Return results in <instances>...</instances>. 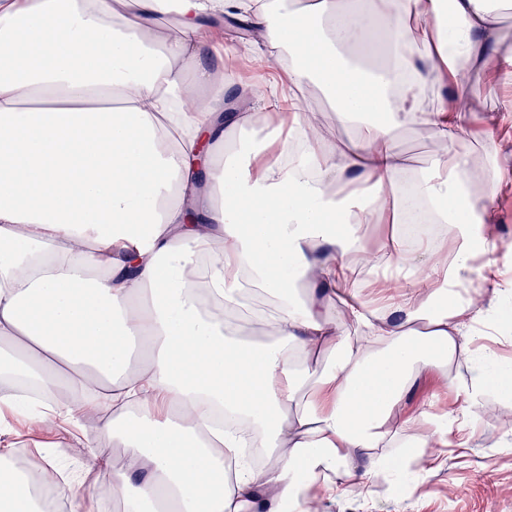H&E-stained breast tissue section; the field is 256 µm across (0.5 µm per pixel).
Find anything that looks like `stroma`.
Returning a JSON list of instances; mask_svg holds the SVG:
<instances>
[{
	"mask_svg": "<svg viewBox=\"0 0 512 512\" xmlns=\"http://www.w3.org/2000/svg\"><path fill=\"white\" fill-rule=\"evenodd\" d=\"M482 122H474L463 145L491 151L507 176L498 188L492 212L493 235L500 248L494 258L504 280L512 281V128L501 125L494 140L483 134ZM506 421L480 420L464 448H452L441 467L416 474L421 494L404 496L388 491L379 483L371 485V501L352 497L327 502L328 512H512V401L503 403ZM10 440L16 442V459L44 467L46 459L61 463L78 462L83 451L65 431L47 436L30 434L17 422H10Z\"/></svg>",
	"mask_w": 512,
	"mask_h": 512,
	"instance_id": "1",
	"label": "stroma"
}]
</instances>
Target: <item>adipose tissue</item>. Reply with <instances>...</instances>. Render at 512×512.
Masks as SVG:
<instances>
[{"label": "adipose tissue", "mask_w": 512, "mask_h": 512, "mask_svg": "<svg viewBox=\"0 0 512 512\" xmlns=\"http://www.w3.org/2000/svg\"><path fill=\"white\" fill-rule=\"evenodd\" d=\"M512 0H0V422L98 424L123 512H326L463 448L512 335L462 149ZM172 12V26L159 24ZM288 64L236 88L224 60ZM350 131L327 139L306 91ZM426 129L414 173L395 140ZM371 224L394 225L376 252ZM435 390L415 413L407 395ZM0 439V512H44ZM466 94H477L482 99L486 109H499L501 104L500 97L492 92L485 84L482 75L477 72L471 73L463 85Z\"/></svg>", "instance_id": "adipose-tissue-1"}]
</instances>
